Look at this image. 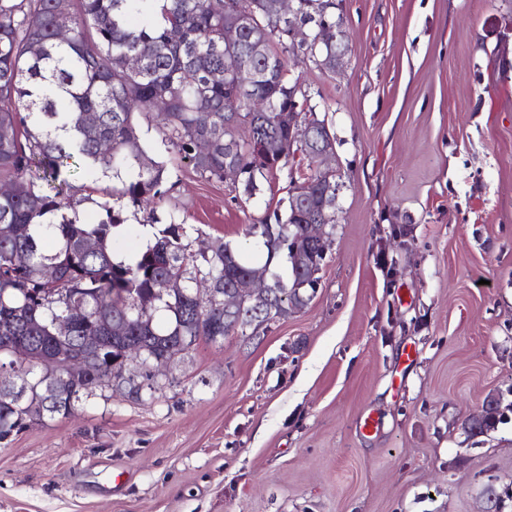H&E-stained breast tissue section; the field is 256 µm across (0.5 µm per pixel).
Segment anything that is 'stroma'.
Returning a JSON list of instances; mask_svg holds the SVG:
<instances>
[{"label": "stroma", "mask_w": 512, "mask_h": 512, "mask_svg": "<svg viewBox=\"0 0 512 512\" xmlns=\"http://www.w3.org/2000/svg\"><path fill=\"white\" fill-rule=\"evenodd\" d=\"M335 3L336 69L288 60L336 136L314 296L0 444V512H484L512 487V412L462 430L512 402V0ZM287 188L186 168L159 210L240 245Z\"/></svg>", "instance_id": "obj_1"}]
</instances>
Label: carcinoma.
Wrapping results in <instances>:
<instances>
[{"mask_svg":"<svg viewBox=\"0 0 512 512\" xmlns=\"http://www.w3.org/2000/svg\"><path fill=\"white\" fill-rule=\"evenodd\" d=\"M158 2L156 14L146 0H0V182L13 187L0 197V226L17 228L0 234V444L33 424L29 399L41 401L45 418H68L114 381L137 398L154 389L146 358L120 362L131 343L163 357L180 340L220 343L251 322L249 310L230 316L222 303L226 286L255 269L236 246L195 250L186 224L172 218L133 262L114 261L113 228L127 220L123 201L148 210L152 223L155 206L178 183V170L149 154L138 117L148 121L161 110L166 151L208 181L222 183L233 171L228 181L249 197L284 168L291 184L300 173L290 165L288 122L281 119L291 103L313 124L306 157L334 149L328 123L288 76L287 58L334 68L347 44L293 45L276 0ZM293 7L309 29L336 24L333 0H293ZM65 13L71 35L60 41ZM234 24L239 38L229 45L224 27ZM230 53L240 58L242 76L226 81ZM136 54L142 63L132 69ZM201 98L209 111L197 110ZM253 99L263 101L262 111L251 110ZM101 178L117 187L96 202L98 223L83 224L76 206L89 200L88 183ZM307 179L304 203L273 212L279 233L262 240L264 267L277 257L286 262V276L271 274L277 309L285 299L298 307L309 300L314 250L306 225L336 226V174L317 170ZM88 238L98 241L92 253L82 249ZM199 279L221 302L194 298ZM169 281L181 288L164 287ZM73 302L88 316L62 340L54 324ZM87 336L100 337L99 347L88 348ZM63 354L83 358L85 369L59 396L52 383L68 373Z\"/></svg>","mask_w":512,"mask_h":512,"instance_id":"carcinoma-1","label":"carcinoma"}]
</instances>
